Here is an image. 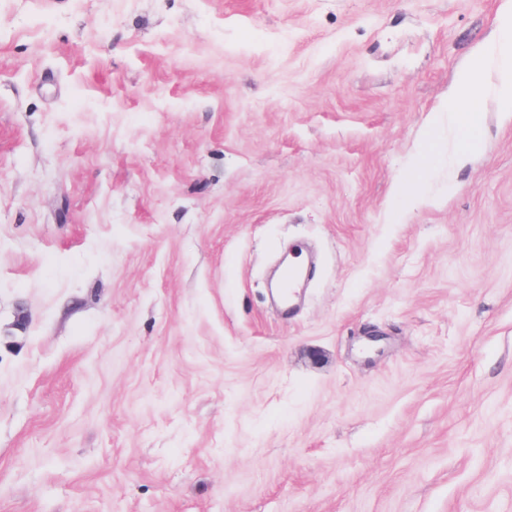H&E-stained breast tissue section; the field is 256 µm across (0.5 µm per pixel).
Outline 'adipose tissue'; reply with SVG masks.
Here are the masks:
<instances>
[{
  "mask_svg": "<svg viewBox=\"0 0 512 512\" xmlns=\"http://www.w3.org/2000/svg\"><path fill=\"white\" fill-rule=\"evenodd\" d=\"M496 31L442 106L449 128L462 132L472 150L480 142L486 97H494L502 119L512 123V10L498 16Z\"/></svg>",
  "mask_w": 512,
  "mask_h": 512,
  "instance_id": "1",
  "label": "adipose tissue"
}]
</instances>
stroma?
Segmentation results:
<instances>
[{"mask_svg": "<svg viewBox=\"0 0 512 512\" xmlns=\"http://www.w3.org/2000/svg\"><path fill=\"white\" fill-rule=\"evenodd\" d=\"M501 2L0 0V512H512ZM496 37L477 53L472 67L462 75L455 88L443 102V112H448V129L462 132L468 139V148L457 163L462 164L468 153L480 142L484 121L483 102L488 95L495 99L503 120L512 123V7L496 20ZM494 82H489V75ZM301 255L302 249L297 248L296 251L288 257V264L282 269L278 280L280 290L278 293L281 298V305L286 312L293 309L296 289L299 288L301 282L310 275V269L304 260L300 258Z\"/></svg>", "mask_w": 512, "mask_h": 512, "instance_id": "35a3bbf8", "label": "stroma"}]
</instances>
